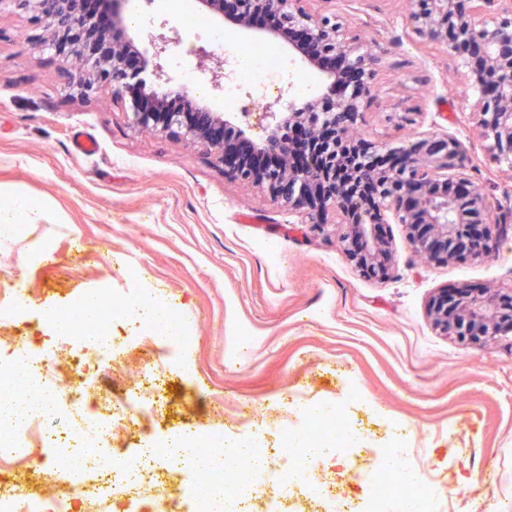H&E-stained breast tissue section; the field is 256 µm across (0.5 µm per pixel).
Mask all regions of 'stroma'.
Here are the masks:
<instances>
[{
	"label": "stroma",
	"instance_id": "obj_1",
	"mask_svg": "<svg viewBox=\"0 0 512 512\" xmlns=\"http://www.w3.org/2000/svg\"><path fill=\"white\" fill-rule=\"evenodd\" d=\"M194 8V0H179L165 15L127 0L125 26L139 34ZM310 8L336 13L382 58L379 96L358 123L362 137L392 144L456 136L466 150L463 174L485 185L497 215H511L512 170L486 157L469 112L472 86L446 52L426 49L407 29L403 0H312ZM216 31L186 30L164 62L168 75L184 82L195 49L211 46ZM40 34L13 0H0V200L19 193L65 218L61 227L30 228L0 254V289L23 288L29 297L20 335L56 351L67 337L44 335L46 308L105 286L133 296L155 289L192 319L199 344L184 355L185 374L167 375L162 409L132 446L202 423L241 435L232 417L213 415L219 397L225 408L243 402L247 413L274 421L289 389L308 388L321 406L354 382L418 444L437 512L494 505L512 512V337L465 346L426 314L442 288L512 289V226L494 258L437 264L411 257L402 226L387 225L396 270L385 281L369 279L343 254L345 227L335 216L312 232L299 214L273 204L268 190L229 182L202 145L135 126L110 91L74 96L52 52L29 53ZM278 50L301 99L318 96L327 76L287 45ZM224 78L242 103L233 126L263 141L269 120L246 110L249 87L238 83L234 66ZM399 107L416 114L400 133ZM81 135L97 142L95 154L75 149ZM371 440L360 439L352 459L331 453L322 465L326 479L355 499L364 493L359 470ZM452 489L457 498H449Z\"/></svg>",
	"mask_w": 512,
	"mask_h": 512
}]
</instances>
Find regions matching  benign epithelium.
I'll list each match as a JSON object with an SVG mask.
<instances>
[{
    "mask_svg": "<svg viewBox=\"0 0 512 512\" xmlns=\"http://www.w3.org/2000/svg\"><path fill=\"white\" fill-rule=\"evenodd\" d=\"M18 7L33 13L43 28L40 49L52 45L53 35L70 28L85 31L91 22L78 7L79 0H13ZM310 0H197L198 9L219 24L259 38L281 39L301 54L302 62L319 67L316 59L301 52L291 34L303 32L318 41L337 61L327 72L332 77L324 91H338L333 111L321 107L324 95L304 102L288 97L263 104L270 118L268 135L259 150L275 154L280 164L265 179L255 176L249 166L232 164L224 151V127L229 125L224 113L208 104L199 107L198 124L183 125L173 113L160 131L188 138L205 146L214 164L224 176L256 184L265 183L274 202L288 204L305 223L315 226L326 222V212L334 208L336 218L347 226L342 237L343 251L364 245L361 261L372 268L371 274L387 279L393 276L392 240L380 233L378 225L392 219L406 228V240L414 257L430 261H468L474 258L470 232L482 231L480 256L491 257L499 246L498 231L505 220L491 212L485 187L467 176L448 178V172L460 166L465 147L453 136L423 135L408 147L368 143L386 165L366 169L364 177L371 194L350 196L341 187H330V200L311 198L295 190L309 185L322 187L326 176L336 175V157L329 155V171L310 169L296 164L292 157L293 133L310 138L331 130L332 138L346 141L357 137L354 128L361 111L378 97L375 77L381 64L379 55L359 37L329 16L314 14ZM407 27L429 49H444L462 61L466 78L476 88L478 99L472 112L480 136L486 142L489 159L512 168V0H408ZM183 42L182 31L161 21L145 34L127 35L112 53L98 59L83 56L80 47L72 48L60 58L59 67L68 83L83 97L90 96L101 83L112 86V95L127 100L129 84L149 71L153 86L139 100H130L133 122L148 127L152 112L163 108L170 97L188 93L185 84H171L164 69L165 56ZM196 64L197 76L212 81L214 89L224 91L220 74L226 60L202 46ZM428 315L444 334L463 341L486 343L512 335V289L500 292L490 288H471L463 294H448L441 289L430 301Z\"/></svg>",
    "mask_w": 512,
    "mask_h": 512,
    "instance_id": "1",
    "label": "benign epithelium"
}]
</instances>
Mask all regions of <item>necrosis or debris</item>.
<instances>
[{"instance_id": "obj_1", "label": "necrosis or debris", "mask_w": 512, "mask_h": 512, "mask_svg": "<svg viewBox=\"0 0 512 512\" xmlns=\"http://www.w3.org/2000/svg\"><path fill=\"white\" fill-rule=\"evenodd\" d=\"M240 53L255 63L254 68L241 72L240 80L255 88L256 100L283 93L288 87L280 61L267 45L250 44L241 47ZM156 300L150 289L129 298L103 288L97 293V315L90 321L74 320L82 305L78 297L51 311L43 319L44 328H53L60 319L71 322L72 367L65 369L57 361L41 359L23 341L15 344L7 361H0V387L15 385L23 372L32 381L31 389L24 393L30 403L27 415L20 420L0 416V512H81L86 504L92 512H180L188 499L194 502V512H250L252 495L269 486L295 484L308 498L320 502L325 512H406L412 504L418 512H434L430 490L413 477L414 470L425 462L402 448L378 449L364 504L333 494L321 482L320 460L309 450L314 446L352 447L354 435L341 426L339 418L343 407L364 401L354 386L326 413L314 406L298 419L284 416L271 423L249 419L255 437L274 433L276 445L245 449L234 476L219 467L197 464L201 458L223 456L226 444L220 436L182 435L179 452L170 450L165 440L154 450L112 447L111 439L119 431L130 435L144 432L157 411L159 380L178 348L198 341L191 332L172 340L164 336L153 314L141 308L142 302ZM118 321L134 328L147 367L144 383L131 389L122 386L128 367L112 336ZM62 392L70 398L63 420L58 417L57 402ZM49 448L67 458L95 451L94 469L85 473L84 483L72 484L45 464ZM35 465L48 478L46 492L28 493L2 478L3 473Z\"/></svg>"}]
</instances>
